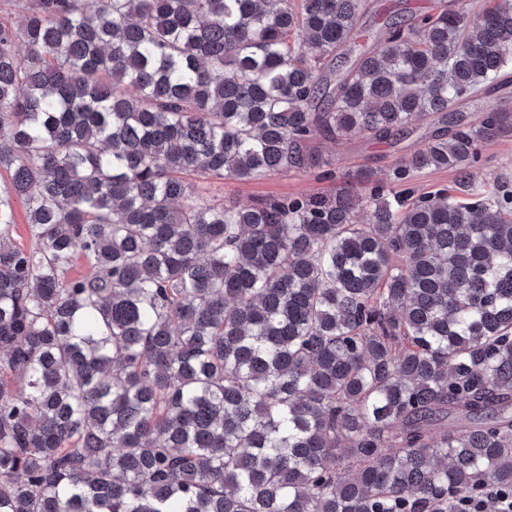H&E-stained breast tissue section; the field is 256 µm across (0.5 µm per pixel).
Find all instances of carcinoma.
<instances>
[{"label": "carcinoma", "instance_id": "1", "mask_svg": "<svg viewBox=\"0 0 512 512\" xmlns=\"http://www.w3.org/2000/svg\"><path fill=\"white\" fill-rule=\"evenodd\" d=\"M370 8L30 0L0 22V512H456L512 487V188L471 171L512 113L463 112L512 86V0L384 38ZM424 118L400 194L368 172L241 206L192 182L331 178L318 136ZM427 168L456 189L415 194Z\"/></svg>", "mask_w": 512, "mask_h": 512}]
</instances>
